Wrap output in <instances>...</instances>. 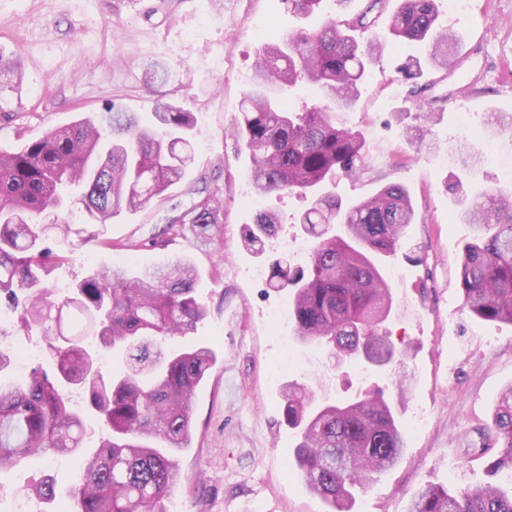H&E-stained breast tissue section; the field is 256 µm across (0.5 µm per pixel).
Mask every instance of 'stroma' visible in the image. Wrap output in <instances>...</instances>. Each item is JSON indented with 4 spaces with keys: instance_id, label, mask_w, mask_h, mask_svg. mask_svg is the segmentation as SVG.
<instances>
[{
    "instance_id": "obj_1",
    "label": "stroma",
    "mask_w": 512,
    "mask_h": 512,
    "mask_svg": "<svg viewBox=\"0 0 512 512\" xmlns=\"http://www.w3.org/2000/svg\"><path fill=\"white\" fill-rule=\"evenodd\" d=\"M436 3L456 50L469 54L461 77L439 80L427 63V45H386L344 116L371 143L368 170L337 178L335 189L342 199L359 200L397 183L413 201L415 223L396 256L383 260L394 300L386 327L401 355L392 368L375 372L357 362L333 365L318 345L296 341L294 366L274 375L269 367L281 357L278 339L293 329L274 327L269 312L286 294L269 287L265 257H254L241 238L258 210L273 211L280 224L265 244L267 255L303 262L297 246L306 236L297 219L307 203L294 194L246 203L250 159L229 131L263 42L295 23L283 0H0V64L18 72L15 81L0 84V149L15 150L112 105L138 113L145 125L159 98L194 115V160L183 179L106 224H90L82 204H69L61 216L76 231L65 241L49 239L64 260L44 272L46 284L64 293L97 269L136 272L177 258L196 269V295L207 315L190 334L168 337L164 348L204 340L217 361L195 394L191 443L177 457L182 479L161 502L162 512H328L293 472L295 435L283 418L285 387L293 380L307 384L318 401H347L381 387L407 430L398 462L370 481L355 512H407L424 487L467 490L486 481L481 430L512 384V324L464 310L459 256L472 230L456 214L484 186L512 188V135L502 137L492 158L486 142L471 140L481 157L471 174L442 158L462 131L461 108L478 122L495 109L512 114V0H469L457 17L449 16L448 0ZM411 56L423 61L424 75L407 81L399 67ZM156 68L163 79L149 80ZM420 127L436 144L431 152H416L405 138L407 129ZM457 179L465 190L455 194L450 185ZM205 187L221 190L220 239L188 229L165 233L191 191ZM21 317L0 309L9 351L38 349L37 365L53 371L42 329L23 327ZM419 409L427 419L417 427ZM78 472L73 456L0 469V512H14L18 488L44 479L65 496Z\"/></svg>"
}]
</instances>
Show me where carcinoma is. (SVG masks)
Instances as JSON below:
<instances>
[{
    "label": "carcinoma",
    "mask_w": 512,
    "mask_h": 512,
    "mask_svg": "<svg viewBox=\"0 0 512 512\" xmlns=\"http://www.w3.org/2000/svg\"><path fill=\"white\" fill-rule=\"evenodd\" d=\"M322 2L284 0L300 17ZM380 3L369 0L351 20L329 13L316 28L298 27L265 43L233 135L251 155L256 195L311 197L299 217L313 239L308 261L267 259L270 286L291 299L298 340L337 346L341 354L362 350L368 364L386 367L399 352L386 327L392 292L377 259L395 255L415 222L411 198L398 184L352 203L327 192L336 177L366 171L369 142L337 114L355 104L381 48L354 35L370 27L368 14ZM438 16L436 0H400L388 31L428 42L432 63L450 69L457 64L454 36L439 27ZM297 86L318 89L323 104L290 109L288 95ZM152 115L143 126L136 113L108 108L17 150H0V303L22 307L26 324L53 337L55 360L51 374L33 367L23 383L0 384V461L17 466L46 454L81 457V476L67 490L74 512H149L163 501L180 480L176 455L189 446L193 398L216 360L204 342L173 354L162 348L166 337L189 333L206 316L195 297V270L184 260L133 274L98 271L61 298L41 279L52 258L45 239L71 231L60 219L70 188H81L87 214L104 223L125 208L145 207L182 179L193 160L194 117L161 100ZM511 131V115L492 113L478 136ZM218 211L219 199L210 193L178 221L203 234L218 232ZM50 215L52 224L34 222ZM456 219L475 230L459 263L464 307L481 320L512 324V192H483ZM277 224L275 213L257 214L244 247L263 251ZM105 351L126 361L123 372L107 379L98 368ZM74 391L108 430L89 455L81 413L71 407ZM284 397V420L296 430L298 475L334 512H352L367 481L392 467L405 448L404 428L383 391L320 407L296 382ZM485 438L492 482L463 492L429 486L408 512H512V385L502 391ZM27 493L47 503L56 498L50 481Z\"/></svg>",
    "instance_id": "obj_1"
}]
</instances>
